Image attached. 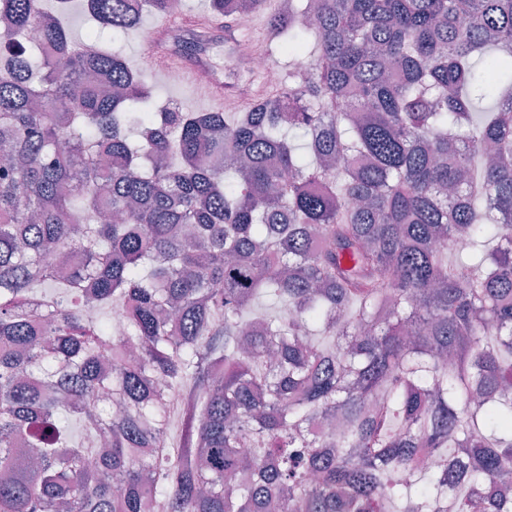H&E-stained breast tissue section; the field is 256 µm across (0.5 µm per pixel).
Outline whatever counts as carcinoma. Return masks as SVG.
I'll return each mask as SVG.
<instances>
[{"label": "carcinoma", "mask_w": 512, "mask_h": 512, "mask_svg": "<svg viewBox=\"0 0 512 512\" xmlns=\"http://www.w3.org/2000/svg\"><path fill=\"white\" fill-rule=\"evenodd\" d=\"M71 3L0 0V512H512V0H281L248 112L156 109Z\"/></svg>", "instance_id": "1"}]
</instances>
